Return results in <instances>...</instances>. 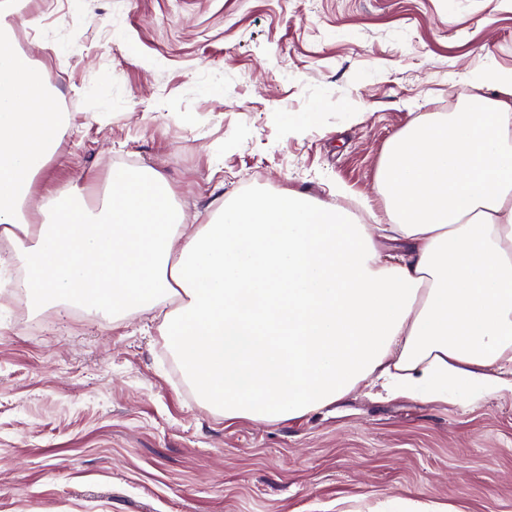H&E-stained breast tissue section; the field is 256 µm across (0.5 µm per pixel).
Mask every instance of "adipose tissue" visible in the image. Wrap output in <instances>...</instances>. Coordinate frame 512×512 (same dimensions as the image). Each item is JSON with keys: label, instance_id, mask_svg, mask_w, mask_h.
Instances as JSON below:
<instances>
[{"label": "adipose tissue", "instance_id": "adipose-tissue-1", "mask_svg": "<svg viewBox=\"0 0 512 512\" xmlns=\"http://www.w3.org/2000/svg\"><path fill=\"white\" fill-rule=\"evenodd\" d=\"M0 0V237L39 302L121 318L172 298L177 362L225 419L293 420L359 386L380 399L480 402L512 392V70L497 96L414 119L377 172L386 223L296 192L234 199L183 224L164 179L113 170L96 206L33 182L64 127L49 77L9 47Z\"/></svg>", "mask_w": 512, "mask_h": 512}]
</instances>
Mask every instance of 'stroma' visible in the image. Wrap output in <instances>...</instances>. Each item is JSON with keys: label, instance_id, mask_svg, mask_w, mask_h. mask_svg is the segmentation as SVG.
Here are the masks:
<instances>
[{"label": "stroma", "instance_id": "35a3bbf8", "mask_svg": "<svg viewBox=\"0 0 512 512\" xmlns=\"http://www.w3.org/2000/svg\"><path fill=\"white\" fill-rule=\"evenodd\" d=\"M15 52L67 122L35 197L150 167L188 224L237 196L349 199L386 221L385 146L423 112L494 98L512 0H25ZM316 119L292 135L290 123ZM0 256V512H381L393 497L512 512V394L475 405L359 388L296 420L227 421L162 320L28 303Z\"/></svg>", "mask_w": 512, "mask_h": 512}]
</instances>
